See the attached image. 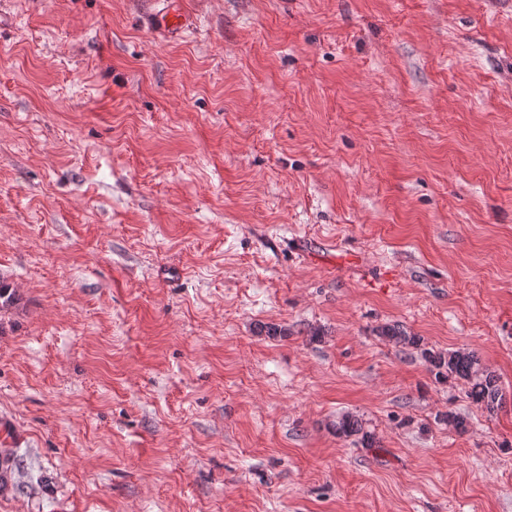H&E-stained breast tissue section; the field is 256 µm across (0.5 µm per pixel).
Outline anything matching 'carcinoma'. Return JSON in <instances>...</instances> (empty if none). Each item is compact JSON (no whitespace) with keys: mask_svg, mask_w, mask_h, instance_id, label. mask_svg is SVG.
<instances>
[{"mask_svg":"<svg viewBox=\"0 0 512 512\" xmlns=\"http://www.w3.org/2000/svg\"><path fill=\"white\" fill-rule=\"evenodd\" d=\"M380 335L397 344L418 345L419 340L407 334L398 325L385 326ZM424 358L429 364L430 372L438 380L459 379L469 385L468 397L477 405L492 410L501 399L496 376L481 365L480 359L472 351L452 350L448 352L424 351ZM336 435L344 438L357 437L364 447L373 446V436L364 430L355 416L345 414L336 420Z\"/></svg>","mask_w":512,"mask_h":512,"instance_id":"carcinoma-1","label":"carcinoma"}]
</instances>
